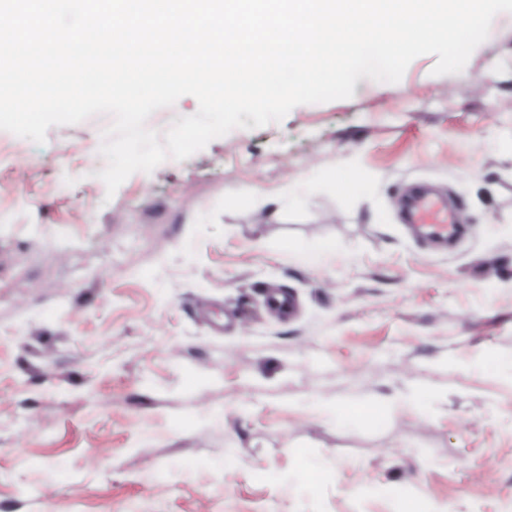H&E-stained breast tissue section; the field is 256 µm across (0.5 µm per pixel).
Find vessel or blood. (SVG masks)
<instances>
[{"label":"vessel or blood","instance_id":"obj_1","mask_svg":"<svg viewBox=\"0 0 512 512\" xmlns=\"http://www.w3.org/2000/svg\"><path fill=\"white\" fill-rule=\"evenodd\" d=\"M405 223L419 228L431 242L445 243L464 233L455 209L446 200L429 192L415 193L405 210Z\"/></svg>","mask_w":512,"mask_h":512}]
</instances>
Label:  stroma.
Listing matches in <instances>:
<instances>
[{"label":"stroma","instance_id":"stroma-1","mask_svg":"<svg viewBox=\"0 0 512 512\" xmlns=\"http://www.w3.org/2000/svg\"><path fill=\"white\" fill-rule=\"evenodd\" d=\"M435 62L111 197V116L50 127L22 185L0 130V507L512 512V13ZM418 183L468 226L446 248L400 220Z\"/></svg>","mask_w":512,"mask_h":512}]
</instances>
